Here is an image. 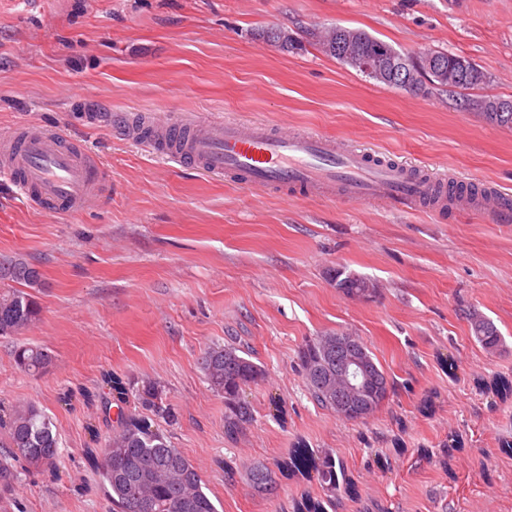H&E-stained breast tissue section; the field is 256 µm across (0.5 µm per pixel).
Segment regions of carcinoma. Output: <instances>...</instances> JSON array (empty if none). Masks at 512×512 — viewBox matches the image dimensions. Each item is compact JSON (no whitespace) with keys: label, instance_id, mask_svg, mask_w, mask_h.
<instances>
[{"label":"carcinoma","instance_id":"cac0c4a2","mask_svg":"<svg viewBox=\"0 0 512 512\" xmlns=\"http://www.w3.org/2000/svg\"><path fill=\"white\" fill-rule=\"evenodd\" d=\"M359 49L364 55L377 52V46L390 47L364 30L359 31ZM259 37L268 38L278 44L279 49L294 48L297 40L283 28H268ZM432 54L441 58L446 65L462 71L460 90L481 87L488 83L487 74L471 59L444 51L434 50ZM415 79L409 93L419 92L423 81L435 88L446 83L432 75L423 64H411ZM0 280H7L28 288L42 287V274L27 262L0 259ZM40 308L32 295L20 289L0 292V336H12L33 325L39 319ZM477 342L488 352L498 350L502 338L496 325L485 318L479 324L471 325ZM324 336L309 340L300 351L302 371L309 394L321 407L336 411V408L318 382L310 376V365L320 356ZM18 365L32 372H41L51 366L53 357L48 351L33 346H22L16 351ZM201 369L211 389L224 395L228 413L224 417V434L235 439L243 426L252 420V409L240 398L242 387L255 383L263 377L261 368L241 355V350L232 343H214L208 346L201 357ZM161 393V386L152 381L142 385V394L153 404L157 415L172 418L165 408L154 404ZM5 430V447L25 450L22 459L33 467H42L41 461L54 458L58 453V438L53 424L37 406L32 403L14 406L9 417L0 423ZM103 456L121 461L113 468L108 462L101 463L100 477L104 494L112 504L113 512H135L138 505H144L141 512H217L211 497L204 491L197 468L172 445L164 434L154 429L144 419L128 416L121 419L119 428L108 440ZM254 488L263 490L272 482L271 472L263 465L251 470Z\"/></svg>","mask_w":512,"mask_h":512}]
</instances>
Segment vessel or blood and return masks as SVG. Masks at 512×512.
Wrapping results in <instances>:
<instances>
[{
  "label": "vessel or blood",
  "mask_w": 512,
  "mask_h": 512,
  "mask_svg": "<svg viewBox=\"0 0 512 512\" xmlns=\"http://www.w3.org/2000/svg\"><path fill=\"white\" fill-rule=\"evenodd\" d=\"M147 145L208 174L298 198L350 197L414 209L444 199L448 188L336 138L260 122L184 119L153 129ZM0 173L24 197L62 212L104 200L106 176L99 161L53 130L28 126L1 136Z\"/></svg>",
  "instance_id": "b4317fda"
}]
</instances>
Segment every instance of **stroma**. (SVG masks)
I'll return each mask as SVG.
<instances>
[{
	"instance_id": "1",
	"label": "stroma",
	"mask_w": 512,
	"mask_h": 512,
	"mask_svg": "<svg viewBox=\"0 0 512 512\" xmlns=\"http://www.w3.org/2000/svg\"><path fill=\"white\" fill-rule=\"evenodd\" d=\"M330 24L468 57L485 92L512 98V0H0V135L34 125L75 139L110 188L100 206L60 213L0 174V256L43 275L39 321L0 336V409L33 402L59 434L52 468L0 486V512H111L86 451L103 448L117 411H142L148 380L178 417L154 426L218 512H512V393L497 389L512 380V223L458 205L268 194L145 148L135 127L237 118L317 132L512 200V129L448 91L409 94L257 35ZM341 270L376 294L344 295ZM473 309L497 326V352L473 336ZM342 330L390 384L364 422L318 405L300 365L308 340ZM227 342L264 372L242 393L253 419L234 440L199 365ZM20 343L47 348L52 366L18 368ZM258 463L274 476L262 492Z\"/></svg>"
}]
</instances>
